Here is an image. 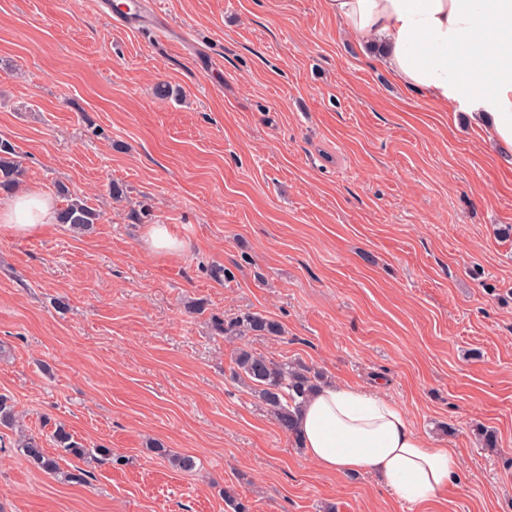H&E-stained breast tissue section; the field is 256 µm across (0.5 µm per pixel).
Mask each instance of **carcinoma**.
Masks as SVG:
<instances>
[{
    "label": "carcinoma",
    "mask_w": 512,
    "mask_h": 512,
    "mask_svg": "<svg viewBox=\"0 0 512 512\" xmlns=\"http://www.w3.org/2000/svg\"><path fill=\"white\" fill-rule=\"evenodd\" d=\"M22 175V165L15 148L8 141L0 140V191H13ZM59 193L68 197L66 207L59 211V223L87 230L98 222L99 214L83 200L71 197L66 186H59ZM211 325L216 333L224 336L282 335V327L278 322L250 310L228 319L214 316ZM234 362L237 366L236 376L254 387L258 398L268 407L279 428L296 436V413L308 394L318 385L319 375L303 365L290 368L246 347L236 350ZM18 423L19 416L14 405L7 397L0 395V428L13 429ZM52 437L56 447L80 459L98 456L108 460L112 455L109 448L84 447L61 423L56 425ZM17 448L28 463L43 473L64 482H85V473L82 471H61L57 459L45 453L40 438L24 436L17 442Z\"/></svg>",
    "instance_id": "carcinoma-1"
}]
</instances>
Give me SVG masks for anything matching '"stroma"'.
I'll list each match as a JSON object with an SVG mask.
<instances>
[{"mask_svg": "<svg viewBox=\"0 0 512 512\" xmlns=\"http://www.w3.org/2000/svg\"><path fill=\"white\" fill-rule=\"evenodd\" d=\"M103 2L0 0V140L22 185L65 184L102 215L0 232V394L87 473H40L2 428L0 512H226L228 485L250 512H512V164L324 0H149L139 29ZM152 224L182 250L149 251ZM246 309L284 335L214 333L211 315ZM244 343L379 385L463 485L418 505L322 471L234 378ZM59 422L111 460L56 448Z\"/></svg>", "mask_w": 512, "mask_h": 512, "instance_id": "stroma-1", "label": "stroma"}]
</instances>
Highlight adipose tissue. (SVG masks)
Wrapping results in <instances>:
<instances>
[{
  "instance_id": "ef3b65f1",
  "label": "adipose tissue",
  "mask_w": 512,
  "mask_h": 512,
  "mask_svg": "<svg viewBox=\"0 0 512 512\" xmlns=\"http://www.w3.org/2000/svg\"><path fill=\"white\" fill-rule=\"evenodd\" d=\"M359 48L376 47L403 86L448 111L467 109L474 129L512 156V0H325ZM47 191L0 200V230L26 237L57 223ZM306 456L330 473L378 476L400 499L423 503L464 476L458 457L416 432L379 391L325 384L297 413Z\"/></svg>"
}]
</instances>
